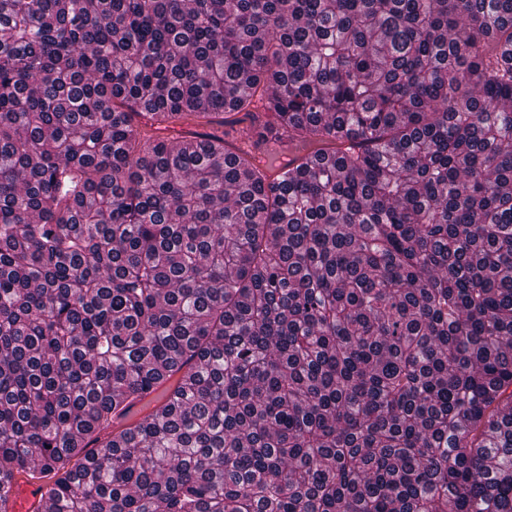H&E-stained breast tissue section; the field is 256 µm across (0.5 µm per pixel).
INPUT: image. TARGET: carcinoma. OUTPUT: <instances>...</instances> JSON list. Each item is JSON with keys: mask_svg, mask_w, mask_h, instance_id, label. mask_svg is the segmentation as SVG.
Segmentation results:
<instances>
[{"mask_svg": "<svg viewBox=\"0 0 512 512\" xmlns=\"http://www.w3.org/2000/svg\"><path fill=\"white\" fill-rule=\"evenodd\" d=\"M37 472L512 512V0H0V512Z\"/></svg>", "mask_w": 512, "mask_h": 512, "instance_id": "cac0c4a2", "label": "carcinoma"}]
</instances>
